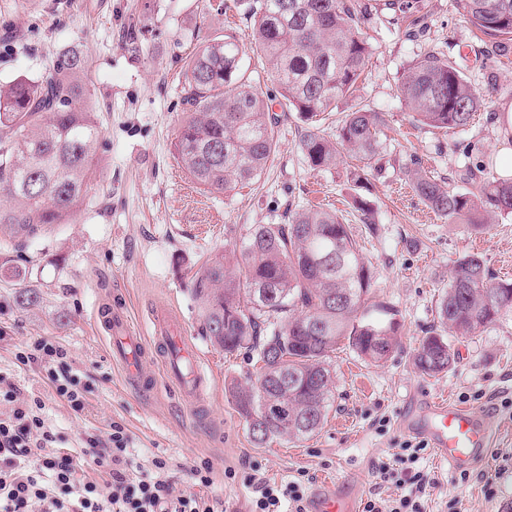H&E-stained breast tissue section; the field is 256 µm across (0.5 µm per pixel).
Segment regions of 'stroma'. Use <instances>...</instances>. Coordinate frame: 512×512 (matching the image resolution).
<instances>
[{
	"instance_id": "obj_1",
	"label": "stroma",
	"mask_w": 512,
	"mask_h": 512,
	"mask_svg": "<svg viewBox=\"0 0 512 512\" xmlns=\"http://www.w3.org/2000/svg\"><path fill=\"white\" fill-rule=\"evenodd\" d=\"M252 0H0V81L39 75L47 60L66 49L88 57L87 81L102 128L101 175L75 223L61 224L30 246L0 242V262L11 260L21 280L0 277V372L21 397L46 402L45 418L64 434L72 450L85 433L105 434L122 423L137 462L155 456L178 465L180 489L191 482L186 465L206 460L221 477L214 487L221 512H247L252 489L244 478L258 469L270 481L298 480L309 488L330 480L370 493L400 494L395 482H379L381 463L391 462L412 434L402 426L410 394L447 396L472 409L495 431V451L469 469V481L426 448L418 464L429 486L424 512H506L512 505V469L501 471L498 450L512 448V412L493 410L490 395L512 392V312L476 335L450 337L457 354L446 374L429 377L414 364V350L437 327V305L447 289L454 261L478 255L496 278L512 281V217H493L486 230L451 224L404 188L405 164L416 162L438 183L474 192L478 180L466 169L485 166L499 175L500 138L494 117L512 102V52L484 63L481 35L462 16L461 0H410L409 17L419 18L414 36L386 10L372 6L365 33L372 55L352 95L326 121L335 132L343 113L362 103L384 113L388 123L381 169L366 185L350 177L354 160L313 170L303 161L296 114L282 118L278 149L257 180L221 195L202 193L174 157L182 118V65L198 37L231 33L242 45V64L257 88L279 100L268 65L248 40ZM140 30V51L125 44L128 27ZM436 51L455 60L485 105L463 129L417 127L411 122L399 84L413 60ZM353 228L374 271L370 301L397 311L398 346L384 364H370L349 347L333 356L336 400L323 428L291 443L283 438L256 445L244 420L229 403L224 386L255 382L260 365L245 353L214 347L202 334L199 303L190 278L202 264L244 236L255 224H283L289 211L318 206L319 195ZM371 204L369 216L352 206L353 196ZM36 301L18 304L19 290ZM125 312L141 335H151V315L168 305L201 356L208 388L200 411L190 412L167 384L151 393L127 385L107 349L96 320L99 305ZM38 337L63 346L91 389L82 418L51 399L52 390L34 368L17 364V349ZM235 478H224L225 468ZM496 488L484 495L485 482Z\"/></svg>"
}]
</instances>
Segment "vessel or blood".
I'll use <instances>...</instances> for the list:
<instances>
[{
	"label": "vessel or blood",
	"mask_w": 512,
	"mask_h": 512,
	"mask_svg": "<svg viewBox=\"0 0 512 512\" xmlns=\"http://www.w3.org/2000/svg\"><path fill=\"white\" fill-rule=\"evenodd\" d=\"M97 316L102 327L112 335L116 360L132 386L153 390L155 377L143 375L140 364L151 349H159L164 375L174 380L185 402L199 404L207 380L197 352L186 342L180 328L169 316H161L154 336L136 335L122 312L111 304H102ZM413 432L428 437L439 459L454 468L482 460L492 446V432L487 423L469 408L447 398L424 399ZM308 512H357V497L347 487L326 484L311 496Z\"/></svg>",
	"instance_id": "obj_1"
}]
</instances>
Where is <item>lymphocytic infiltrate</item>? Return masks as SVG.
<instances>
[{
    "label": "lymphocytic infiltrate",
    "instance_id": "obj_1",
    "mask_svg": "<svg viewBox=\"0 0 512 512\" xmlns=\"http://www.w3.org/2000/svg\"><path fill=\"white\" fill-rule=\"evenodd\" d=\"M15 358L19 365L38 370L74 417L87 413L88 388L57 342L34 339ZM45 407L41 397H19L14 383L0 374V512H216L207 494L216 475L207 463L188 467L192 490L177 489L167 459L156 456L148 468L134 467L132 439L117 422L105 434L82 437L80 455L90 458L93 472L81 473L78 455L47 425ZM424 449V443L408 440L394 456L414 492L368 499L362 512H421L427 482L416 465ZM246 481L253 489L248 512H280L285 504L292 512H305L304 483L270 482L256 473Z\"/></svg>",
    "mask_w": 512,
    "mask_h": 512
}]
</instances>
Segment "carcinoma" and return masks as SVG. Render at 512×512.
Masks as SVG:
<instances>
[{
	"label": "carcinoma",
	"mask_w": 512,
	"mask_h": 512,
	"mask_svg": "<svg viewBox=\"0 0 512 512\" xmlns=\"http://www.w3.org/2000/svg\"><path fill=\"white\" fill-rule=\"evenodd\" d=\"M466 21L487 41L493 62L512 48V0H462ZM359 0H256L251 43L268 59L285 112L302 122L299 145L313 170L335 166L342 154L362 166L355 183L377 170L383 113L357 105L331 136L321 114L336 110L368 67L371 46ZM234 35L202 38L183 66V118L174 150L178 164L209 194L258 179L275 154L278 116L241 65ZM86 56L59 52L35 78L0 83V241L26 245L56 224H71L85 208L99 175L102 131L84 80ZM400 94L415 122L468 126L484 99L460 68L435 52L418 58ZM415 195L432 212L484 230L489 215L512 214V178L492 177L477 194L443 186L417 168L406 170ZM373 273L349 225L331 210L302 207L286 224H256L228 252L208 259L191 277L202 331L227 354L256 353L255 385L231 382L232 398L253 440L313 436L334 403L332 354L342 343L363 360L387 361L398 323L390 310L365 308ZM512 311V281L498 280L475 255L453 265L438 303L439 325L414 353L424 375L448 372L456 353L448 336H472Z\"/></svg>",
	"instance_id": "carcinoma-1"
}]
</instances>
